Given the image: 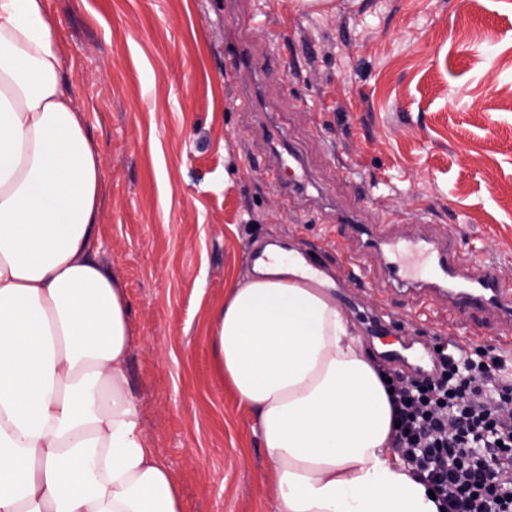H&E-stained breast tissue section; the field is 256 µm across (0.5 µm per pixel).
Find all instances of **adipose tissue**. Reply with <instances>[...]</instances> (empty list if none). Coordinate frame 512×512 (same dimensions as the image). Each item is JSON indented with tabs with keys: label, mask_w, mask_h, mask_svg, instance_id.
I'll return each instance as SVG.
<instances>
[{
	"label": "adipose tissue",
	"mask_w": 512,
	"mask_h": 512,
	"mask_svg": "<svg viewBox=\"0 0 512 512\" xmlns=\"http://www.w3.org/2000/svg\"><path fill=\"white\" fill-rule=\"evenodd\" d=\"M46 0H0V512H185L129 388V307L99 257L100 155ZM276 260L213 316L275 512H441L392 446L395 414L329 289Z\"/></svg>",
	"instance_id": "1"
}]
</instances>
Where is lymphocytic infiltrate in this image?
<instances>
[{"label":"lymphocytic infiltrate","instance_id":"f902f5d3","mask_svg":"<svg viewBox=\"0 0 512 512\" xmlns=\"http://www.w3.org/2000/svg\"><path fill=\"white\" fill-rule=\"evenodd\" d=\"M432 378L392 374L393 446L445 512H512V377L502 355L447 343ZM456 432H449V421ZM496 462H489L488 451Z\"/></svg>","mask_w":512,"mask_h":512}]
</instances>
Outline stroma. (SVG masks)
<instances>
[{
  "label": "stroma",
  "instance_id": "stroma-1",
  "mask_svg": "<svg viewBox=\"0 0 512 512\" xmlns=\"http://www.w3.org/2000/svg\"><path fill=\"white\" fill-rule=\"evenodd\" d=\"M63 76L102 159L100 257L122 282L141 428L175 474L185 512H274L254 414L216 376L212 316L275 241L328 265L358 252L350 224L413 236L447 226L512 284V0H47ZM280 43H273V34ZM245 39L252 70L227 64ZM256 109L240 111L245 89ZM291 148L301 188L266 173ZM339 269L338 308L365 338L385 299V342L512 348L492 316L458 318Z\"/></svg>",
  "mask_w": 512,
  "mask_h": 512
}]
</instances>
